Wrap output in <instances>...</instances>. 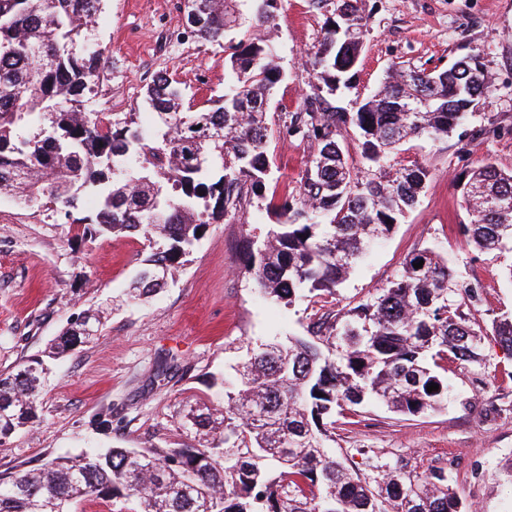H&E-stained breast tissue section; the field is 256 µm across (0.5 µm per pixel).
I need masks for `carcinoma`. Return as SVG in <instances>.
<instances>
[{
	"instance_id": "obj_1",
	"label": "carcinoma",
	"mask_w": 512,
	"mask_h": 512,
	"mask_svg": "<svg viewBox=\"0 0 512 512\" xmlns=\"http://www.w3.org/2000/svg\"><path fill=\"white\" fill-rule=\"evenodd\" d=\"M106 0H0V194L44 198L64 209L80 193L96 191V234L160 237L127 299L158 294L210 221L240 209L247 196H264L270 162L268 96L281 73L270 40L258 31L274 21L271 0H255L248 29L230 47L224 103L183 110L180 83L159 73L146 101L161 140L129 120L108 126L83 109L102 69L98 52L76 42ZM209 13L192 37L219 43L242 25L239 0H204ZM342 15L326 22L310 64L334 94L348 87L367 33L361 0H339ZM490 78L469 55L445 70L394 64L378 91L355 112H333L321 95L307 99L285 133L314 142L299 198L270 200L262 241L246 255L263 297L290 306L302 293L331 297L370 247L394 230L415 204L428 173L418 165L385 169L388 156L414 137L448 135L481 107ZM359 130L358 174L339 143ZM143 153L139 173L128 158ZM222 175L209 181L207 167ZM470 223L465 233L480 252L512 250V171L492 163L459 185ZM423 262L416 269L414 264ZM478 283H462L430 247L412 253L400 274L372 301L347 312L331 339L302 336L255 342L233 380H221L224 406L179 413L188 443L172 448H109L57 455L37 469L0 478V512H78L101 501L135 512H468L442 469L423 475L384 464L373 476L351 473L329 445L338 417L375 401L404 415L440 408L448 399V364L484 363L474 321L483 306ZM100 315L83 313L50 343L55 358L94 338ZM492 335L512 356V314L492 320ZM50 371L41 359L0 373V441L34 421ZM439 385L429 393L427 387Z\"/></svg>"
}]
</instances>
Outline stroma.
Segmentation results:
<instances>
[{
  "label": "stroma",
  "mask_w": 512,
  "mask_h": 512,
  "mask_svg": "<svg viewBox=\"0 0 512 512\" xmlns=\"http://www.w3.org/2000/svg\"><path fill=\"white\" fill-rule=\"evenodd\" d=\"M336 5L277 0L274 25L265 32L282 72L267 106L266 144V190L279 197L298 190L316 153L314 142L286 136L284 122L318 92L309 58ZM362 8L369 33L351 87L327 98L333 110L356 111L395 62L440 70L476 54L491 91L449 136L413 138L390 155L394 167H426V187L338 288L331 316L343 320L350 308L377 296L408 255L432 247L449 268L482 284L479 321L489 325L512 313V284L500 276L512 265V251L473 249L463 232L469 215L458 182L488 161L512 170V0H363ZM184 21L183 0H107L83 43L104 56L85 109L116 118L134 113L152 132L145 90L160 72L179 82L191 111L211 108L224 93L227 47L239 33L226 32L220 45L202 43ZM266 204L251 198L207 225L168 286L146 304L128 305L123 293L149 249L138 236L84 234L80 221L94 217V195L82 193L69 212L46 200L26 206L0 195V372L44 357L51 340L86 310L99 311L102 322L97 339L50 361L37 421L0 445V476L19 466L39 468L60 452L173 447L181 439L180 409L223 406L217 380L243 360L247 341L327 335L317 305L306 298L289 307L262 299L244 266L245 239L270 221ZM482 354V370L449 373L452 392L439 411L409 416L364 404L354 425L337 429V456L359 473L396 462L417 473L442 467L472 512H512V361L491 336L484 337Z\"/></svg>",
  "instance_id": "1"
}]
</instances>
